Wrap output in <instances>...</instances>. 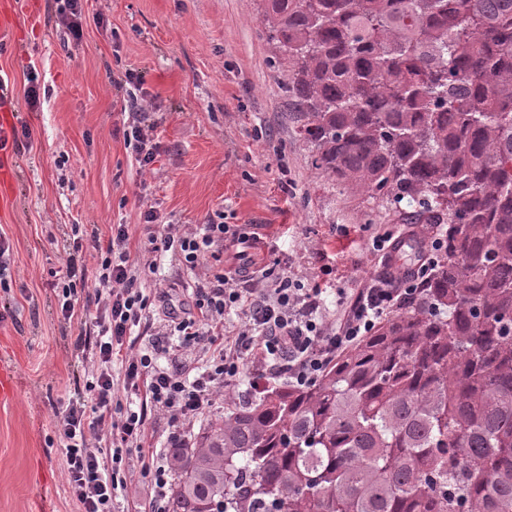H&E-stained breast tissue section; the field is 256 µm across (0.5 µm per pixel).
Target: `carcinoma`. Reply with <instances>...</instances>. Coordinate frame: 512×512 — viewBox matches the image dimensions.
Segmentation results:
<instances>
[{"label":"carcinoma","instance_id":"cac0c4a2","mask_svg":"<svg viewBox=\"0 0 512 512\" xmlns=\"http://www.w3.org/2000/svg\"><path fill=\"white\" fill-rule=\"evenodd\" d=\"M313 163L433 224L418 299L171 449L169 512H512V0H263Z\"/></svg>","mask_w":512,"mask_h":512}]
</instances>
